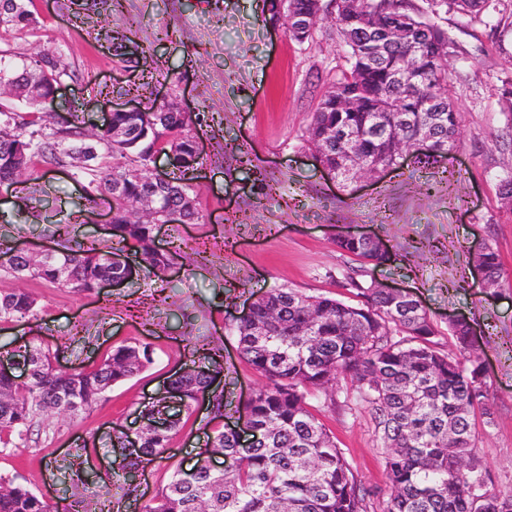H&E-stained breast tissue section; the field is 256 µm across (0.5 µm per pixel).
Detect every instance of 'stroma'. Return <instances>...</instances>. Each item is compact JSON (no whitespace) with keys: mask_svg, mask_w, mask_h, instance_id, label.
<instances>
[{"mask_svg":"<svg viewBox=\"0 0 512 512\" xmlns=\"http://www.w3.org/2000/svg\"><path fill=\"white\" fill-rule=\"evenodd\" d=\"M31 9L39 30L10 36L0 48L28 57L62 50L72 74L55 95L56 115L81 109L87 129L99 130L103 95L118 108L166 98L202 113L197 142L204 164L192 181L201 217L158 225L156 246L184 245L182 257L165 274L145 268L118 288L77 293L0 270V288L24 289L39 308L36 317L0 323V346L38 338L62 371L91 367L122 344L148 345L153 357L89 413L37 418L24 447L0 453V474L20 476L60 512L75 499L86 512H102L107 504L112 512H140L175 468L190 467L189 444L224 421L203 407L181 413L168 459L131 479L114 463L115 435L136 431L172 375L212 347L224 350V399L241 405L260 378L228 331L235 318L275 286L355 303L354 290L345 286L352 276L412 292L446 351L456 349L449 318L470 319L490 404L489 416L476 420L477 453L494 488L512 491V210L499 194L512 155L498 142L506 125L502 82L512 77V0H491L487 13L473 20L454 13L437 18L451 43L450 80L461 113L453 158L423 165L409 157L346 184L327 176L307 142L312 114L345 66L332 19L301 44L262 22V0H124L117 11L33 0ZM165 28L172 38H161ZM127 39L138 52L123 63L114 46ZM231 140L274 178L273 188L225 157ZM84 185L70 159L34 163L25 184L34 203L17 223L0 224V239L47 250L55 246L53 226L67 224L85 245L110 244L109 203L99 200L96 223H84ZM347 233L387 242L395 262L374 267L337 250V235ZM485 245L496 251L503 273L491 295L468 262ZM315 408L362 482L387 489L367 405L357 401L343 411L319 401Z\"/></svg>","mask_w":512,"mask_h":512,"instance_id":"35a3bbf8","label":"stroma"}]
</instances>
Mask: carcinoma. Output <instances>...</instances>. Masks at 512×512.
<instances>
[{"label":"carcinoma","instance_id":"1","mask_svg":"<svg viewBox=\"0 0 512 512\" xmlns=\"http://www.w3.org/2000/svg\"><path fill=\"white\" fill-rule=\"evenodd\" d=\"M30 0H0V39L38 29ZM263 22L288 26L290 19L312 14L316 0H264ZM348 0L336 8L337 37L346 66L324 94L308 128V142L327 168L345 174L352 158L369 171L400 165L399 147L417 151L419 132L428 130L434 147L457 146L459 112L448 80L450 42L446 31L425 13L453 12L479 18L488 0ZM399 33L387 35L388 29ZM49 67L36 58H18L0 51V80L15 85L13 99L26 108H0V190L17 191L15 171L30 168L33 158L47 165L69 157L76 175L89 177L86 201L108 195L114 199L111 237L116 246L86 247L71 236L70 225H55L57 248L52 260L0 242V267L13 278L31 277L91 291L105 279L132 280L147 265L163 274L181 254V247L160 250L154 225L130 224L126 207L149 194L155 198V219L191 223L201 218L188 174L202 164L195 155L194 128L200 117L170 112L152 104L140 112H114L108 127L87 141L84 121L76 114L57 123L48 112L55 86L72 71L61 52L43 53ZM358 97L353 111L336 108L349 95ZM121 130L124 137L112 138ZM128 160L108 169L100 151ZM162 154L171 171L163 188L152 192V158ZM138 245L139 262H113L122 257V243ZM336 247L376 267L392 261L380 239L339 237ZM494 287L500 286L501 265L490 247L474 253ZM358 303L348 305L323 295H309L285 286L267 290L252 302L247 317L230 327L241 357L261 376L255 396L237 410L249 440L241 442L235 428L208 436L192 474L176 468L169 482L145 504L142 512H512V493L488 488L487 472L474 449L475 415L488 414L486 374L479 356L464 364L443 352L434 338L439 330L413 299L400 300L352 278ZM36 298L21 288L0 289V321L35 315ZM463 350L469 322L448 326ZM28 373L20 383L0 373V443L20 447L33 419L40 415L77 418L92 409L100 395L132 378L151 362L140 345H121L89 369L59 371L42 347L31 340L11 350ZM224 370L222 348L214 347L200 364L171 382V397L186 411L203 399L216 417L224 416V392L211 389ZM350 381L375 419L376 441L385 454L390 493L380 495L347 462L343 449L309 409L308 399L337 392ZM167 398L156 401L140 453L121 452L119 469H138L144 458L162 459L170 433L180 419L168 411ZM227 465L218 470L210 458ZM0 512H53L16 476L0 475Z\"/></svg>","mask_w":512,"mask_h":512}]
</instances>
